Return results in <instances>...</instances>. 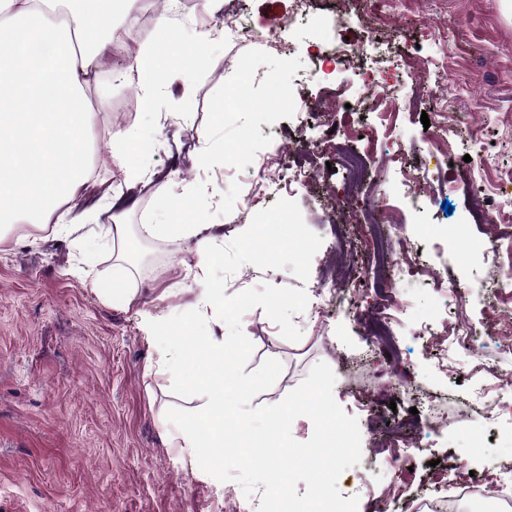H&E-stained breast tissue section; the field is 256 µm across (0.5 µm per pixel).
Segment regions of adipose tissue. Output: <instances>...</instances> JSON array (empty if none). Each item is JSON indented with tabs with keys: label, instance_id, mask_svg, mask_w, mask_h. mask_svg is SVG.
Listing matches in <instances>:
<instances>
[{
	"label": "adipose tissue",
	"instance_id": "obj_1",
	"mask_svg": "<svg viewBox=\"0 0 512 512\" xmlns=\"http://www.w3.org/2000/svg\"><path fill=\"white\" fill-rule=\"evenodd\" d=\"M133 0H68L69 19L56 0H0V225L46 224L93 185L87 154L96 113L83 91L98 76L116 15ZM136 81L145 107L163 83L152 45H143L121 73ZM112 163L122 183L154 186L139 163L149 144L133 131L112 134Z\"/></svg>",
	"mask_w": 512,
	"mask_h": 512
}]
</instances>
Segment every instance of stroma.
Segmentation results:
<instances>
[{
	"mask_svg": "<svg viewBox=\"0 0 512 512\" xmlns=\"http://www.w3.org/2000/svg\"><path fill=\"white\" fill-rule=\"evenodd\" d=\"M296 8L297 0L188 5L171 19L159 61L172 81L151 112L138 87L109 77L113 53L101 60L100 78L85 90L97 113L88 134L97 181L74 203L81 226L70 233L49 225L0 234V512H256L259 497L204 473L195 456L178 448L177 429L163 421L168 409L195 411L203 399L173 393L145 319L196 309L201 287L193 279L194 238L144 237L140 227L206 225L215 255L208 277L228 296L265 284L309 290L338 275L358 281L366 253L335 226L358 199L342 172L328 170L327 154L309 158L320 196L302 187L292 194L255 188L263 159L295 154L300 138L322 137L318 109L330 93L307 54L330 55L344 38L359 50L343 75L352 107L360 105L361 68L385 70L386 59L404 52L435 81L433 97L400 111L395 136L378 137L373 157L379 182L407 219L405 251L420 265L447 268L454 288L417 282L405 293L395 327L401 356L387 363L372 359L363 329L376 309L372 289H360L353 310L321 303L293 315L302 332L296 342L282 337L262 308L251 309L242 319L254 345L247 371L267 359L282 364L275 383L251 405L281 402L316 363H328L336 375L333 396L356 416L361 432V461L338 480L342 497H358V512H406V500L426 498L436 468L453 484L492 465L512 467V390L497 397L503 414L471 404L473 387L512 375V350L499 346L487 324L490 308L512 317V306L500 305L485 287L497 276L489 225L467 220L472 196L492 204L512 196V186L496 189L512 169V12L502 0H400L386 13L375 11L372 0H308L305 24L282 34L285 50H269V31ZM228 13L237 15L245 35L225 36ZM202 28L211 29L212 41L204 61L192 65L188 54ZM252 58L259 72L243 68ZM287 86L312 99L315 111L291 112L281 95ZM425 117L434 126L447 123L456 143L451 160H429ZM474 126L484 134L476 145L468 136ZM118 128L151 142L141 163L156 183L171 185L180 208H164L152 189L136 187L102 210L103 189L118 181L109 164ZM392 154L416 168L428 165L418 188L401 185L397 169L384 166ZM113 224L127 225L136 239L127 260L117 259L115 246L99 244ZM129 288L136 291L131 302ZM455 318L476 331L465 355L447 354L419 333L421 325L437 332ZM357 395L371 403L373 416L356 415ZM420 401L428 411L411 414ZM396 428L418 449L411 466L389 462L382 441ZM478 438L490 453L473 452ZM359 471L367 484L356 479ZM393 485L404 499L388 495Z\"/></svg>",
	"mask_w": 512,
	"mask_h": 512,
	"instance_id": "1",
	"label": "stroma"
}]
</instances>
